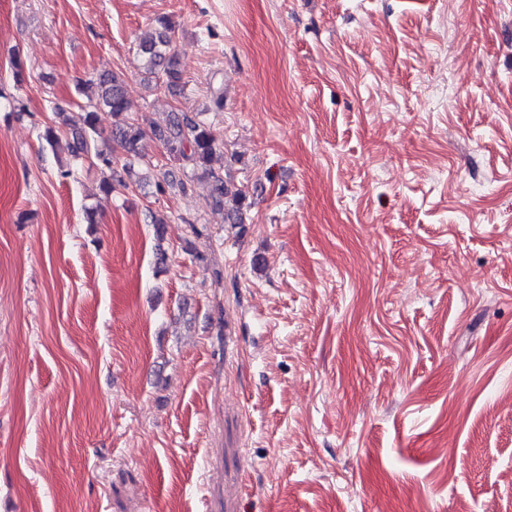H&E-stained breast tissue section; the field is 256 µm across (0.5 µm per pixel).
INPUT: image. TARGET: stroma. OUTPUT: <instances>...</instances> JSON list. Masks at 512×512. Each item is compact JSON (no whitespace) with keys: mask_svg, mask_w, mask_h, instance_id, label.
<instances>
[{"mask_svg":"<svg viewBox=\"0 0 512 512\" xmlns=\"http://www.w3.org/2000/svg\"><path fill=\"white\" fill-rule=\"evenodd\" d=\"M111 71L242 223L40 139ZM0 92V512H512V0H0ZM170 27L165 21H159V27L144 32L139 37L138 50L143 62V71L148 84L154 82V88H173L177 86L182 73L174 54H170Z\"/></svg>","mask_w":512,"mask_h":512,"instance_id":"obj_1","label":"stroma"}]
</instances>
